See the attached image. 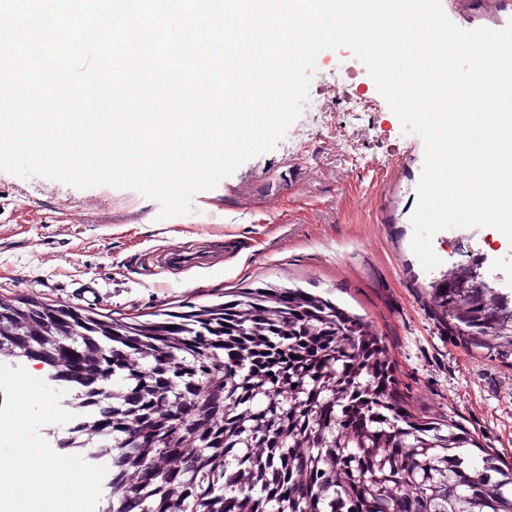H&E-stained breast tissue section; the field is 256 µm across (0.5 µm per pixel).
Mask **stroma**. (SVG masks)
<instances>
[{
	"label": "stroma",
	"mask_w": 512,
	"mask_h": 512,
	"mask_svg": "<svg viewBox=\"0 0 512 512\" xmlns=\"http://www.w3.org/2000/svg\"><path fill=\"white\" fill-rule=\"evenodd\" d=\"M309 94L325 112L301 113L276 149L197 193L191 213L162 221L159 204L134 190L0 171V297L144 321L241 288H299L384 336L412 414L455 420L512 459V350L443 333L428 294L440 272L411 249L421 139L402 133L371 78L339 95L314 82ZM356 96L372 108L352 111ZM330 125L348 140L329 138ZM189 246L204 265L167 263V252Z\"/></svg>",
	"instance_id": "stroma-1"
}]
</instances>
